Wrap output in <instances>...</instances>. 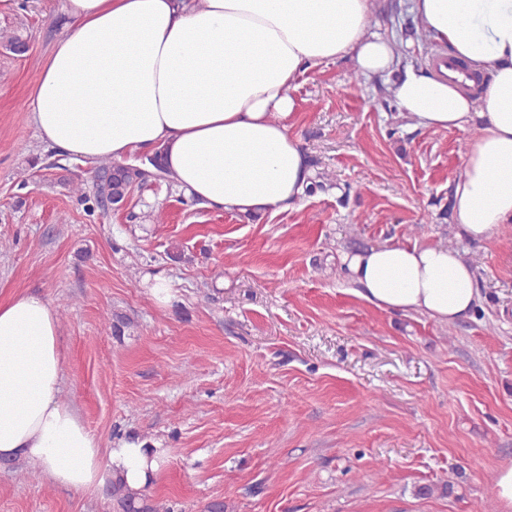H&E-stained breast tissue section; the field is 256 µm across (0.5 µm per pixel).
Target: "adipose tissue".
<instances>
[{"instance_id": "adipose-tissue-1", "label": "adipose tissue", "mask_w": 512, "mask_h": 512, "mask_svg": "<svg viewBox=\"0 0 512 512\" xmlns=\"http://www.w3.org/2000/svg\"><path fill=\"white\" fill-rule=\"evenodd\" d=\"M374 0H66L69 32L36 79L39 139L86 162L161 151L179 189L239 215L281 211L312 171L289 134L292 92L311 69L348 59L415 126L477 135L454 181L450 213L474 239L512 223V0H412L422 32L483 75L472 100L460 75L403 65L370 32ZM345 277L373 305L440 322L470 318L481 296L472 267L442 246L383 244L346 255ZM59 322L26 291L0 304V459L22 458L52 482L90 490L122 477L150 483L162 448L122 440L102 448L59 399Z\"/></svg>"}]
</instances>
